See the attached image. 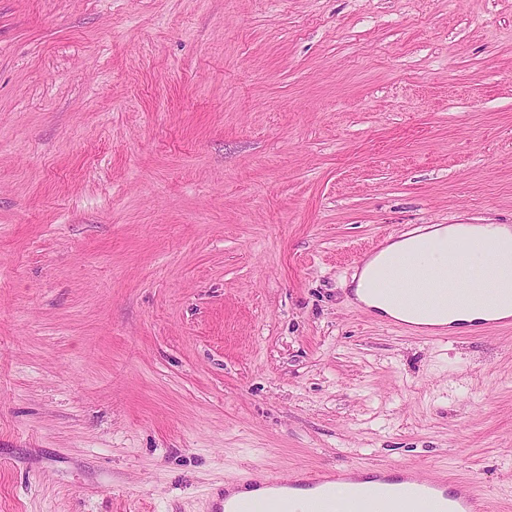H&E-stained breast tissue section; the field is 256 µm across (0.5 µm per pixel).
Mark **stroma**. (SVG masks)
<instances>
[{
  "instance_id": "1",
  "label": "stroma",
  "mask_w": 512,
  "mask_h": 512,
  "mask_svg": "<svg viewBox=\"0 0 512 512\" xmlns=\"http://www.w3.org/2000/svg\"><path fill=\"white\" fill-rule=\"evenodd\" d=\"M512 225V0H0V512H206L243 464L512 512V328L353 301Z\"/></svg>"
}]
</instances>
